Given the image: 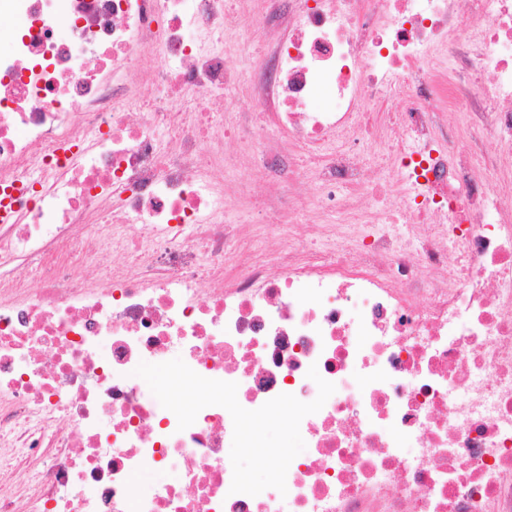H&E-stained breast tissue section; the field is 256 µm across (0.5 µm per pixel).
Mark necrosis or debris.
<instances>
[{
  "mask_svg": "<svg viewBox=\"0 0 512 512\" xmlns=\"http://www.w3.org/2000/svg\"><path fill=\"white\" fill-rule=\"evenodd\" d=\"M0 35V512H512V0H0ZM250 164L331 250L249 252ZM61 255L116 262L19 271ZM178 357L248 410L335 385L285 491L231 493L229 411L179 429L134 374Z\"/></svg>",
  "mask_w": 512,
  "mask_h": 512,
  "instance_id": "1",
  "label": "necrosis or debris"
}]
</instances>
